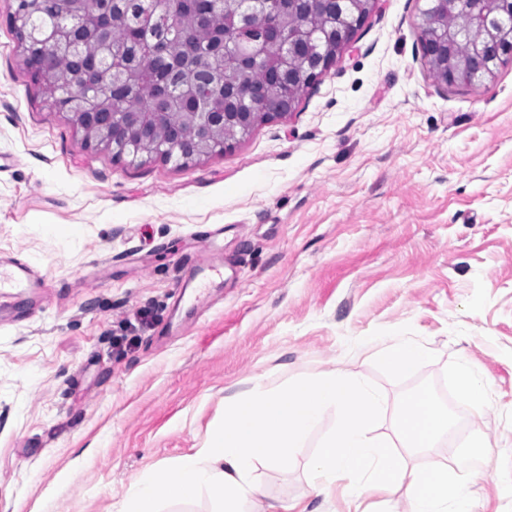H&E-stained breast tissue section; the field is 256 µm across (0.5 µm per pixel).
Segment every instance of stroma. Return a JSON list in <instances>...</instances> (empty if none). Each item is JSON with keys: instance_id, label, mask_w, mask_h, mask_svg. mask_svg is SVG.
Here are the masks:
<instances>
[{"instance_id": "obj_1", "label": "stroma", "mask_w": 512, "mask_h": 512, "mask_svg": "<svg viewBox=\"0 0 512 512\" xmlns=\"http://www.w3.org/2000/svg\"><path fill=\"white\" fill-rule=\"evenodd\" d=\"M0 0V266L37 287L0 311V512H117L200 448L224 397L340 368L387 398L431 380L490 448L476 512H512V60L450 85L421 49L424 0H377L289 114L179 166L113 158L50 109ZM219 271L186 280L203 249ZM437 359L397 374L373 341ZM492 382L472 410L453 372ZM260 468L265 500L354 512L307 463Z\"/></svg>"}]
</instances>
